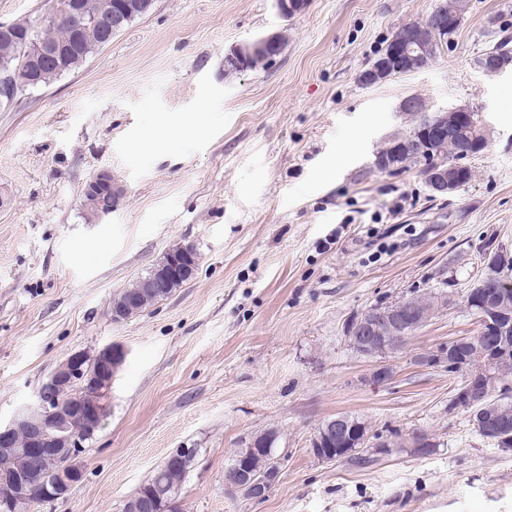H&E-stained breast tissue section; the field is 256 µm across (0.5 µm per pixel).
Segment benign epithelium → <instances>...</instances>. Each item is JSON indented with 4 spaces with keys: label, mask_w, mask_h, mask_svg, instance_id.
<instances>
[{
    "label": "benign epithelium",
    "mask_w": 512,
    "mask_h": 512,
    "mask_svg": "<svg viewBox=\"0 0 512 512\" xmlns=\"http://www.w3.org/2000/svg\"><path fill=\"white\" fill-rule=\"evenodd\" d=\"M279 14L283 17L303 12L309 0H274ZM153 0L133 3L123 0L120 8L111 10L107 23L106 37L119 32L136 13L147 12ZM84 15L83 0H55L46 16L57 22L80 24ZM279 37L269 35L257 38L237 46L238 55L234 57L237 68L247 66L248 56L262 52H276ZM72 50L69 44L43 45L32 59L38 66L47 62L58 63ZM424 50L422 36H414L406 43L395 46L392 56L405 57L420 61V51ZM458 119V126L446 123L448 114ZM468 109L454 107L443 113V118L433 121L422 130L420 140L425 144L447 139L451 131L462 137L460 153L464 158L471 157L469 145L475 138L468 132ZM456 183L453 170L436 168L429 174L430 189L444 196L451 192ZM83 193L87 196L105 197L109 206L102 210L107 215L112 212L120 200L121 187L115 182L112 173L100 171L85 184ZM168 262L153 277L141 282L142 287L157 290L168 287L171 280L188 273V265L183 258L167 255ZM485 273L480 282L469 289L465 297L466 307L476 315L480 322L481 335L461 338L448 343L435 351L425 352L416 357V362L427 367H444L449 370L463 368L464 381L455 397L457 405L472 411L476 418V427L482 437L500 448L512 446V436L488 428L490 422L487 413L490 410L489 398L497 393L511 394L512 385V286L489 288L487 283L504 281L501 273L502 260L499 253H486L484 256ZM437 314L434 306H420L404 309L403 305L371 307L358 316L349 326L348 342L350 347L362 357L382 358L388 353L402 349L415 332L429 323ZM122 350L107 346L96 354L75 351L63 359L41 382L33 405L17 412L5 425H0V453L18 448L15 438L25 439L24 450L37 454L49 448L56 452L61 467L49 472L34 483L20 474L0 475V512H30L33 503H49L66 497L69 490L82 481L84 470L78 457L84 448V441L74 435L65 434L66 424L74 414L68 406L69 392L78 387L85 392L102 391L112 383V358ZM88 431L93 432L102 424L103 414L100 403L90 399L85 402L82 411L77 413ZM369 442V435L363 425L350 419L346 414L324 422L311 439V450L315 457L325 461L341 459L350 448H362ZM436 446L430 437L412 436L400 444L422 455ZM278 479L277 470L268 471L257 479L248 472V466L236 467L233 478H225V485L232 490L247 488L249 499H265Z\"/></svg>",
    "instance_id": "1"
}]
</instances>
